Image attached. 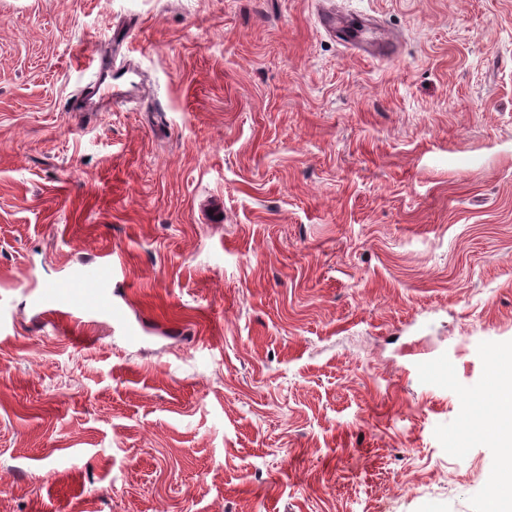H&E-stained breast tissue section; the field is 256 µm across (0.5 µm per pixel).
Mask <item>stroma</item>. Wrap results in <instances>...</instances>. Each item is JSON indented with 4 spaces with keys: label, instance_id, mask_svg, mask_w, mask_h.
Here are the masks:
<instances>
[{
    "label": "stroma",
    "instance_id": "obj_1",
    "mask_svg": "<svg viewBox=\"0 0 512 512\" xmlns=\"http://www.w3.org/2000/svg\"><path fill=\"white\" fill-rule=\"evenodd\" d=\"M333 2L397 53L322 0H0V512H485L512 0ZM117 26L150 95L66 111ZM104 252L138 342L35 324ZM319 24L326 32L336 34L350 49L370 58H389L395 54L396 45L390 38L385 41L366 36L368 30L352 32L342 15L324 12L318 16Z\"/></svg>",
    "mask_w": 512,
    "mask_h": 512
}]
</instances>
